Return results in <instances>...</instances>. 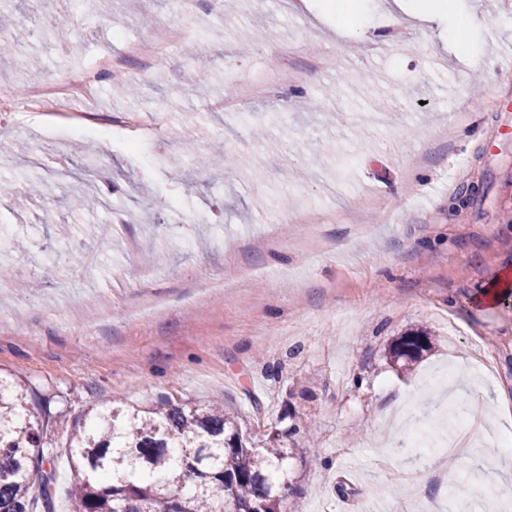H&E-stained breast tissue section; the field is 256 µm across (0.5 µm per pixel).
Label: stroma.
Here are the masks:
<instances>
[{
  "label": "stroma",
  "instance_id": "1",
  "mask_svg": "<svg viewBox=\"0 0 512 512\" xmlns=\"http://www.w3.org/2000/svg\"><path fill=\"white\" fill-rule=\"evenodd\" d=\"M258 8L199 0L187 46L125 78L101 74L88 107L151 113L158 125L137 152L119 132L62 143L37 117L0 123V182L27 190L26 168L45 164L69 186L112 181L106 204L75 209L56 191L29 206L0 197L4 278L40 271L38 287L0 298V373L48 409L44 439L56 454L55 512L73 481L65 454L78 415L104 402L144 405L168 396H220L254 447L278 426L289 391L309 448L298 461L301 493L286 512H484L512 486V453L470 454L445 467L440 449L409 448L387 424L392 411L446 436V394L466 400L467 439L512 427V295L474 298L512 268V0H451L431 23H397L381 11L338 17L328 0ZM60 17L52 40L28 37L40 14ZM476 21L472 54L457 55L448 29ZM170 0H0V22L24 55L0 54V86L55 82L100 54L174 21ZM325 63L311 69L310 41ZM305 81L238 112L211 102L251 76L283 65ZM177 79L190 92L171 99ZM466 135H459V128ZM359 165L341 171L347 157ZM343 178L340 199L325 181ZM382 204L359 211V199ZM322 223L275 224L310 202ZM343 205L345 216L331 213ZM125 223H113L115 214ZM193 223H183V215ZM195 239L185 249L182 238ZM435 338L409 373L388 345L410 330ZM453 391L430 385L447 366Z\"/></svg>",
  "mask_w": 512,
  "mask_h": 512
}]
</instances>
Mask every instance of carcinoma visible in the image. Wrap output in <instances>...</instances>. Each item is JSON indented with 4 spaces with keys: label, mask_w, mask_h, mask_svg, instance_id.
Here are the masks:
<instances>
[{
    "label": "carcinoma",
    "mask_w": 512,
    "mask_h": 512,
    "mask_svg": "<svg viewBox=\"0 0 512 512\" xmlns=\"http://www.w3.org/2000/svg\"><path fill=\"white\" fill-rule=\"evenodd\" d=\"M434 347L424 330L398 337L390 362L410 370ZM43 428L31 421L28 388L0 376V512H53L44 486ZM267 446H247L224 401L168 397L148 407L103 403L76 421L66 443L77 472L67 487L71 512H283L297 495L290 461L305 456L300 426L274 428ZM185 450L183 468L174 456Z\"/></svg>",
    "instance_id": "obj_1"
}]
</instances>
